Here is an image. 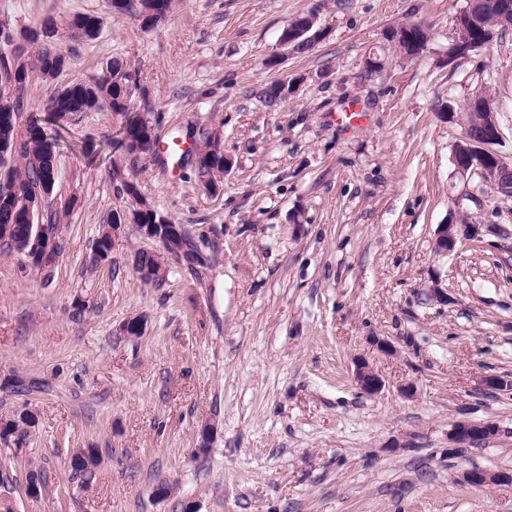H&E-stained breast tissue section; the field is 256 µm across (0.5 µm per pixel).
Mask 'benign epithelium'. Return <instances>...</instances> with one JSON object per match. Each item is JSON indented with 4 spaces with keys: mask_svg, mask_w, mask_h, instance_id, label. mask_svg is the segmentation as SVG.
<instances>
[{
    "mask_svg": "<svg viewBox=\"0 0 512 512\" xmlns=\"http://www.w3.org/2000/svg\"><path fill=\"white\" fill-rule=\"evenodd\" d=\"M482 0H469L468 8L456 17L453 43L448 59L467 57L489 47L492 39L479 34V25L476 20V10ZM319 14L312 10L306 14V22L299 28L286 29L280 36V43L286 50H292L299 39L304 38L311 44H316L323 35V28L318 25ZM387 38L395 39L403 53L409 57H418L425 50L429 31L423 24H416L411 28L400 31H389ZM468 110L485 109L489 111V119L479 131H472L471 125L463 118L456 117V113H448V119L458 120L462 126L461 137L455 145L453 163L461 177L476 174L483 182L493 187L495 192L503 198L512 197V167H507L493 149L501 137V130L496 121L497 107L494 100L488 97L476 96L467 103ZM47 198L45 188L34 189L31 202L28 203L27 221L30 234L25 239L21 253L25 254V264L31 268L48 271L57 263L62 252V243L56 234L48 231L46 225L34 223L35 216L39 215L42 201ZM127 220H122L108 230V236H100L95 243L93 260L101 265L112 259V253L120 237L125 234ZM136 232L145 239L157 242L160 250L154 252L155 258L160 262L161 268H167L168 261L173 259L185 266L195 267L205 262V257L194 245L186 244L190 240L185 228L181 224H167L157 229L155 224L141 226L134 225ZM478 234L475 224H442L437 232L434 248L441 253H451L456 249L459 241L471 239ZM355 377L360 388L368 393L375 394L383 387V380L365 360L356 365ZM497 434V427L490 422L474 423L459 422L451 433L452 450L457 446L471 442L482 441ZM465 482L471 486H489L499 480V476L483 469L472 468L464 474Z\"/></svg>",
    "mask_w": 512,
    "mask_h": 512,
    "instance_id": "1",
    "label": "benign epithelium"
}]
</instances>
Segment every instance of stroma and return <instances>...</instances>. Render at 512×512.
Returning a JSON list of instances; mask_svg holds the SVG:
<instances>
[{"label":"stroma","mask_w":512,"mask_h":512,"mask_svg":"<svg viewBox=\"0 0 512 512\" xmlns=\"http://www.w3.org/2000/svg\"><path fill=\"white\" fill-rule=\"evenodd\" d=\"M467 5L174 0L147 31L110 0H0L13 30L54 19L69 59L33 77L19 130L51 92L118 59L160 140L217 131L231 161L212 195L191 161L117 150L107 107L59 121L41 221L57 222L61 257L47 275L0 245V420L34 416L23 453L0 438V512H512V390L482 385L512 381V198L456 173L461 127L445 116L493 96L512 166V29L449 62ZM311 9L323 39L285 52L283 29ZM78 14L99 18L95 39L71 38ZM411 22L430 34L413 59L384 38ZM281 79L288 99L265 106ZM118 169L206 265L172 261L143 283L132 257L159 245L131 228L111 263H94L103 225L130 205ZM451 221L479 237L436 253ZM133 318L141 335L122 331ZM362 359L377 394L356 382ZM461 421L498 433L449 453ZM76 448L99 453L91 481L70 469ZM472 467L504 479L468 485ZM355 377L360 388L368 394L378 393L383 387V380L366 360L356 365Z\"/></svg>","instance_id":"35a3bbf8"}]
</instances>
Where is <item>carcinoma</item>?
Masks as SVG:
<instances>
[{
	"label": "carcinoma",
	"instance_id": "cac0c4a2",
	"mask_svg": "<svg viewBox=\"0 0 512 512\" xmlns=\"http://www.w3.org/2000/svg\"><path fill=\"white\" fill-rule=\"evenodd\" d=\"M112 9L121 14L136 17L146 9L155 10V16L140 22L146 30L155 28L164 21L171 11L173 0H111ZM480 28L497 34L512 27V14H504L496 9H488L479 19ZM23 42L35 46L34 58L22 59L23 48L17 46L11 57L0 54V154L10 159L7 174L12 184L9 205L0 203V226L10 225V232H1L11 239L26 236L27 221L20 214L27 208L32 189L39 183L47 186L46 193L51 194L55 185L57 152L55 142L60 131L54 128L53 120L75 112H91L105 104L112 116L119 120L121 136L119 148H127L131 153L138 147L150 146L153 131L148 118V110L135 105L133 89L129 84L137 75L129 71L126 65L112 59L94 75L86 80L72 83L61 91L53 92L45 103L46 118L30 121L25 133L17 130L19 113L24 107L26 89L37 71L41 76L55 78L68 65L67 57L54 45L48 43L36 29L25 31ZM292 91L290 84L276 81L262 92L263 103L272 107L288 97ZM209 180L207 185L217 190L224 184V157L212 153L208 164ZM123 195L132 203L131 214L136 224H167L169 219L161 214L144 196H142L136 176L121 179ZM137 270L149 269L153 277L142 278L145 283H158L163 280L159 275V265L155 258L145 252L136 255ZM71 469L86 478L95 475L94 468L99 464L98 450L95 448H76L69 459Z\"/></svg>",
	"mask_w": 512,
	"mask_h": 512
}]
</instances>
